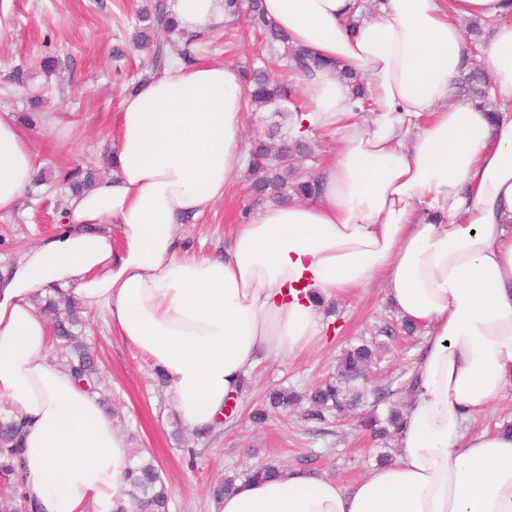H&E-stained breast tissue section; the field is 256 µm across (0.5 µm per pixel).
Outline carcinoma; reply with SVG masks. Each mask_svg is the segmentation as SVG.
<instances>
[{"mask_svg":"<svg viewBox=\"0 0 512 512\" xmlns=\"http://www.w3.org/2000/svg\"><path fill=\"white\" fill-rule=\"evenodd\" d=\"M224 10L234 19L245 16L249 29L261 34L269 46L280 44L284 48L283 53L270 55L264 67L244 76L246 101L271 106L278 117L266 139L254 144L249 152L248 170L255 176L253 190L260 197L274 199L286 198L290 194L299 199L313 197L318 192V181L313 176L296 177L297 167L293 164L294 159L309 156L307 140L290 132L286 119L289 105L294 103L289 75L310 73L318 66V61L306 49L290 44L288 35L266 20L261 0H224ZM137 21L140 31L133 38L134 45L152 52L155 72H162L175 54L185 63L193 61L191 45L201 36H188L180 31L165 0H153L151 7L140 11ZM341 76L351 86L353 100L363 107L370 103L368 92L356 75L343 70ZM456 96L483 109L492 106L487 79L479 64H473L465 81L457 86ZM44 308L54 315L53 345L76 356V360L67 364V369L78 381L95 386L99 381L97 366L83 337L74 335L72 331L76 324L75 307L62 298L47 300ZM377 348L375 343L363 342L343 350L337 359L334 380L317 386L308 394L310 419L324 422L328 415L347 416L366 402L369 395L373 396V407L389 398L390 393L382 389L366 392L368 376L376 365ZM301 400L302 396L296 391L284 388L273 389L268 394V402L273 408H288ZM403 418V407L393 403L384 418L374 410L363 413L359 426L373 440L386 441L396 436ZM22 454L20 426L12 420L0 419V479L14 486L9 494L0 492V512L31 510L28 498L21 491ZM279 473L280 467L275 464L260 463L244 473V478L250 480ZM126 479L129 483L127 500L117 505V512H168V489L152 458L139 457L138 464L127 471Z\"/></svg>","mask_w":512,"mask_h":512,"instance_id":"carcinoma-1","label":"carcinoma"}]
</instances>
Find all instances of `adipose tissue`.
<instances>
[{
	"mask_svg": "<svg viewBox=\"0 0 512 512\" xmlns=\"http://www.w3.org/2000/svg\"><path fill=\"white\" fill-rule=\"evenodd\" d=\"M293 45L323 60L299 78L307 105L288 123L338 138L317 196L264 205L223 256L178 248L183 217L223 200L243 170V78L233 66L172 63L127 94L112 174L70 196L59 229L0 267V403L24 425L22 489L36 512H112L132 464L125 434L88 385L50 355L40 299L73 294L166 375L191 432L265 359L319 342L323 301L382 282L424 331L419 385L395 461L349 486L302 468L244 480L218 512H512V433L469 425L512 389V0H263ZM180 30L226 18L224 0H176ZM480 45L498 116L454 97ZM344 66L370 92L356 112ZM37 167L0 116V218ZM123 247L114 250L113 234Z\"/></svg>",
	"mask_w": 512,
	"mask_h": 512,
	"instance_id": "1",
	"label": "adipose tissue"
}]
</instances>
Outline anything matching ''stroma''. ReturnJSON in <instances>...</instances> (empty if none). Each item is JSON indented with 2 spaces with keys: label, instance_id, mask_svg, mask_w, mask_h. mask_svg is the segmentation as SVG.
<instances>
[{
  "label": "stroma",
  "instance_id": "stroma-1",
  "mask_svg": "<svg viewBox=\"0 0 512 512\" xmlns=\"http://www.w3.org/2000/svg\"><path fill=\"white\" fill-rule=\"evenodd\" d=\"M148 2L12 0V27L0 34V114L23 122L32 110L30 96L38 92L47 122L57 118L61 125L53 130L46 122L27 130L47 180L31 186L18 211L0 219L1 265L57 229L71 194L68 177L77 168L92 167L100 179L111 175L122 100L130 83L153 73L150 51L133 45L135 13ZM245 28V21H238L235 39L228 40L223 26H216L196 42V62L219 60L238 69L260 64L270 48ZM117 47L125 53L118 61L113 58ZM48 56L61 59V68L46 72L42 62ZM259 202L248 172H241L224 201L180 225L181 250L222 254L235 225L254 213ZM324 319L320 343L263 362L237 395L232 418L202 435L174 421L168 387L158 383L153 365L112 331L102 313L83 311L74 331L97 356L115 425L127 435L131 449L150 453L162 469L169 512H213L211 484L258 462L313 469L347 485L373 466L379 446L354 419H306L310 404L305 400L270 412L264 423L250 419L268 390L285 386L305 396L334 375L345 347L399 321L378 284L336 298ZM419 346V339L403 335L386 340L370 386L396 388L404 373L414 371ZM189 447L200 452L193 465L185 454Z\"/></svg>",
  "mask_w": 512,
  "mask_h": 512
}]
</instances>
